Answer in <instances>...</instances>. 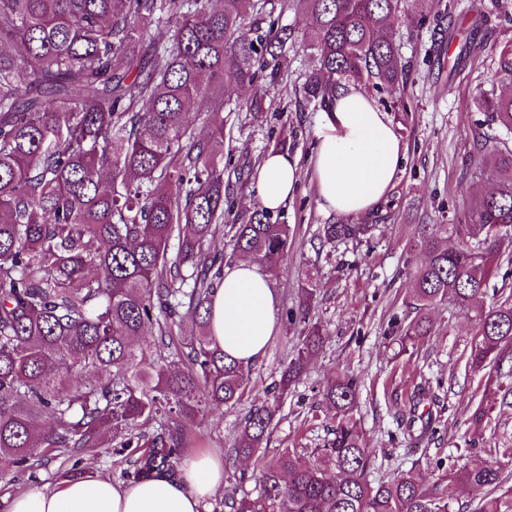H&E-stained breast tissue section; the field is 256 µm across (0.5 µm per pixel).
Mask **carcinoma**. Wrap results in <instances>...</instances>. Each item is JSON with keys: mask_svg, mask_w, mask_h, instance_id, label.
Masks as SVG:
<instances>
[{"mask_svg": "<svg viewBox=\"0 0 512 512\" xmlns=\"http://www.w3.org/2000/svg\"><path fill=\"white\" fill-rule=\"evenodd\" d=\"M0 0V478L37 480L45 454L71 463L121 437L138 441L133 482L176 474L189 439L177 419L238 403L248 371L216 346L208 305L223 279L224 95L271 68L276 80L292 31L274 28L268 0ZM311 19L314 69L301 96L329 107L334 84L405 76L391 19L403 0H298ZM268 23V29L262 24ZM164 32L161 38L151 31ZM214 98L208 131L195 133L190 104ZM512 131V93L484 102ZM481 157L498 173L463 224H425L407 243L424 261L410 268L407 307L394 319L400 342L429 336V311L453 302L477 325L469 355L481 368L512 359V294L486 305L490 279L512 263V148ZM369 224H325L328 242L359 240ZM231 255L266 273L288 258V225L259 206L232 225ZM454 237L457 245L447 239ZM313 277L287 312L307 326L275 387L299 380L322 340L310 321ZM198 334L169 349L177 320ZM159 333L156 359L132 340ZM331 435L327 467L282 450L263 467L256 497L230 512H455L461 485L487 490L477 512H512L492 465L367 478L371 450L354 412L358 379L340 371L322 390ZM276 402L252 406L234 456L262 447ZM153 433H133L139 420Z\"/></svg>", "mask_w": 512, "mask_h": 512, "instance_id": "carcinoma-1", "label": "carcinoma"}]
</instances>
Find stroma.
Wrapping results in <instances>:
<instances>
[{
	"label": "stroma",
	"instance_id": "1",
	"mask_svg": "<svg viewBox=\"0 0 512 512\" xmlns=\"http://www.w3.org/2000/svg\"><path fill=\"white\" fill-rule=\"evenodd\" d=\"M426 14L424 26L414 18ZM406 78L397 90L366 85L378 107L388 112L406 151L394 186L381 207L368 216L370 235L359 241L327 243L323 225L338 223L336 214L318 206L311 159L321 109L306 103L299 90L313 67L302 42L288 48V66L277 85L260 73L253 85L224 97V224L246 223L258 202L251 190L262 158L278 148L299 157L303 176L273 222L288 225L291 249L272 284L279 309L296 305L305 274H313L316 296L311 317L323 334L320 349L287 397L281 398L269 435L256 458L234 459L231 450L240 422L267 390L279 383L303 336L301 324L277 317L264 355L249 364L243 401L210 409L185 420L190 452L222 457V495L202 512H227L228 495L256 496L259 465L282 449L304 454L324 447L329 422L321 390L336 371L360 381L356 418L374 451L368 478L391 479L415 469L425 480L439 471L498 463L512 475V394L490 395L488 378L512 385V362L477 371L467 363L476 324L454 305L432 312L434 332L419 344H401L390 328L392 316L404 315L410 286L405 245L419 224H458L475 202L492 189L493 173L479 163L482 136L512 142L499 124L488 121L480 100L512 86V0H406L393 23ZM429 391L431 398L412 407L410 394ZM488 410L482 423L472 414ZM431 411L436 437L415 442L407 426L416 411ZM86 473L126 483L133 449L89 448Z\"/></svg>",
	"mask_w": 512,
	"mask_h": 512
}]
</instances>
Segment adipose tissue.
I'll return each mask as SVG.
<instances>
[{
    "label": "adipose tissue",
    "mask_w": 512,
    "mask_h": 512,
    "mask_svg": "<svg viewBox=\"0 0 512 512\" xmlns=\"http://www.w3.org/2000/svg\"><path fill=\"white\" fill-rule=\"evenodd\" d=\"M317 141L312 170L320 208L351 218L376 212L405 156L387 113L359 85H337ZM300 177L298 158L268 152L254 184L260 206L278 210L294 195ZM276 306L270 278L256 263L241 260L225 267L211 300L213 342L238 362L253 363L274 332ZM223 485V462L198 455L184 460L176 480L160 476L126 486L89 475L57 490L21 491L9 512H200Z\"/></svg>",
    "instance_id": "adipose-tissue-1"
}]
</instances>
